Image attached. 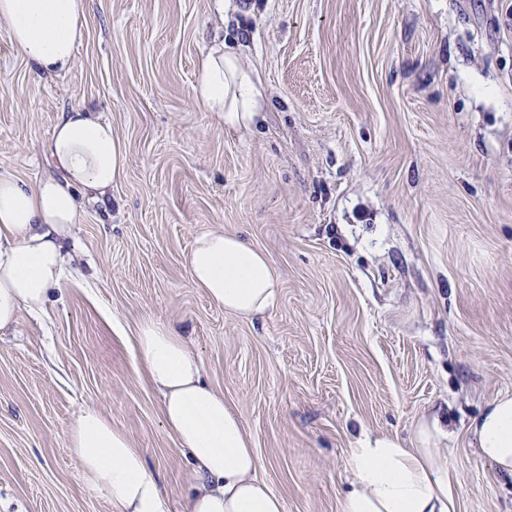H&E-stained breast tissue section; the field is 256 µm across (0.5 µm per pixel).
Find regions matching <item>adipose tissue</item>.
I'll return each mask as SVG.
<instances>
[{
  "label": "adipose tissue",
  "instance_id": "adipose-tissue-1",
  "mask_svg": "<svg viewBox=\"0 0 512 512\" xmlns=\"http://www.w3.org/2000/svg\"><path fill=\"white\" fill-rule=\"evenodd\" d=\"M88 0H0V22L37 76L67 70L86 28ZM263 93L236 48L214 42L201 58L196 103L220 122L246 125ZM54 177L35 184L0 173V332L21 313H39L66 279L64 241L83 203L111 191L125 175V146L110 121L84 106L63 113L48 144ZM194 284L225 312L262 316L277 300L279 279L265 254L223 232L198 236L189 255ZM137 344L162 396L167 427L186 450L200 481L190 512H283L280 496L260 480L259 457L240 416L202 379L200 361L178 332L147 320ZM481 456L512 474V396L491 403L473 421ZM440 429L426 423L418 447L388 435L350 449L352 479L340 512H454ZM86 481L104 490L118 512H164L161 490L141 449L93 406L70 431Z\"/></svg>",
  "mask_w": 512,
  "mask_h": 512
}]
</instances>
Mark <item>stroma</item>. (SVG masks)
I'll return each mask as SVG.
<instances>
[{
  "label": "stroma",
  "mask_w": 512,
  "mask_h": 512,
  "mask_svg": "<svg viewBox=\"0 0 512 512\" xmlns=\"http://www.w3.org/2000/svg\"><path fill=\"white\" fill-rule=\"evenodd\" d=\"M269 102L247 127L194 102L214 37ZM126 146L87 207L61 302L0 335V512H116L67 431L99 407L142 449L165 512L194 469L136 341L175 326L241 417L284 512H339L367 434L414 445L439 418L456 512H512L472 421L512 395V0H89L72 66L36 77L0 23V172L33 184L63 112ZM237 234L280 278L251 322L188 258Z\"/></svg>",
  "instance_id": "35a3bbf8"
}]
</instances>
